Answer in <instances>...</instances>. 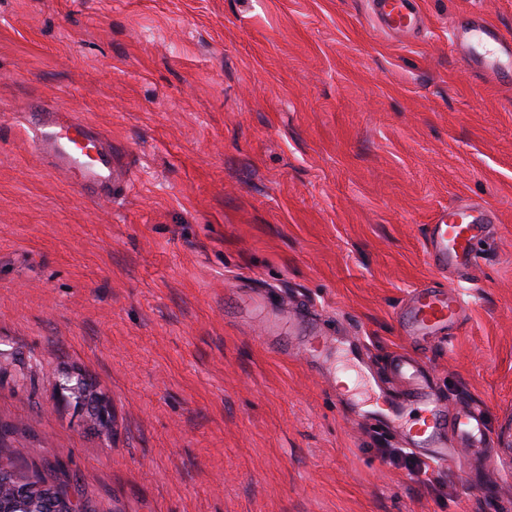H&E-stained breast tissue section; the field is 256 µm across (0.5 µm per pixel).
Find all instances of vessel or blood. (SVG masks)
I'll return each instance as SVG.
<instances>
[{"label": "vessel or blood", "mask_w": 512, "mask_h": 512, "mask_svg": "<svg viewBox=\"0 0 512 512\" xmlns=\"http://www.w3.org/2000/svg\"><path fill=\"white\" fill-rule=\"evenodd\" d=\"M378 30L387 36L409 37L424 26L416 0H370ZM451 44L471 70L496 84L512 76V38L503 35L481 14L466 15L451 31ZM31 142L47 162L96 196L112 197L122 186L112 145L87 123L48 105L31 129ZM493 214L476 203L457 202L442 209L427 229V257L439 270H468L478 258L477 245L492 234ZM465 305L450 290L436 287L413 291L399 313L405 336L417 345L446 339L464 318ZM344 348L353 355L374 384L377 399L363 412L408 449L443 467L454 461L449 441L470 448L474 460L486 458L490 433L481 409L440 405L430 373L415 355L391 358L385 368L372 365L359 338H347Z\"/></svg>", "instance_id": "vessel-or-blood-1"}]
</instances>
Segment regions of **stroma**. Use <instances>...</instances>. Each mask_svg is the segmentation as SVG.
<instances>
[{"mask_svg": "<svg viewBox=\"0 0 512 512\" xmlns=\"http://www.w3.org/2000/svg\"><path fill=\"white\" fill-rule=\"evenodd\" d=\"M418 2L394 42L367 0H0V462L93 512H512V83L448 39L472 12L512 34V0ZM38 101L111 138L120 193L30 148ZM460 200L496 217L464 276L426 257ZM429 286L467 308L421 352L433 385L496 441L478 470L458 449L441 497L380 456L399 442L355 413L352 361L315 367L287 322L267 348L241 304L310 307L381 365Z\"/></svg>", "mask_w": 512, "mask_h": 512, "instance_id": "1", "label": "stroma"}]
</instances>
